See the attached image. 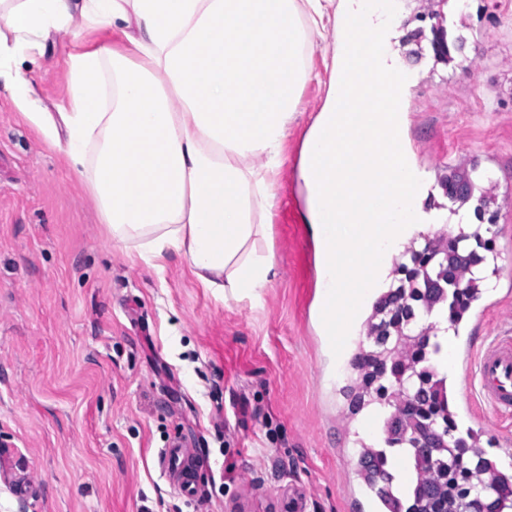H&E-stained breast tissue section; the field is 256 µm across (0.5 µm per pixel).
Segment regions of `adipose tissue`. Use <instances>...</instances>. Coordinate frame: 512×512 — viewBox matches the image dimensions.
I'll use <instances>...</instances> for the list:
<instances>
[{
	"instance_id": "obj_1",
	"label": "adipose tissue",
	"mask_w": 512,
	"mask_h": 512,
	"mask_svg": "<svg viewBox=\"0 0 512 512\" xmlns=\"http://www.w3.org/2000/svg\"><path fill=\"white\" fill-rule=\"evenodd\" d=\"M397 27L394 0H0V82L79 174L114 246L138 243L148 262L176 252L204 287L240 301L275 276L273 252L257 248L259 219L276 203L288 126L314 77L304 59L332 41L325 100L301 151L300 219L314 246V303L346 327L350 307L337 297L387 291L390 258L445 219L425 211L423 176L388 163L411 154ZM365 29L376 35L366 50ZM90 30L102 37L87 45ZM56 33L82 47L66 61L69 108L54 116L12 67L43 55ZM361 94L373 110L353 111ZM340 258L357 270L343 286Z\"/></svg>"
}]
</instances>
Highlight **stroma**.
<instances>
[{
    "instance_id": "obj_1",
    "label": "stroma",
    "mask_w": 512,
    "mask_h": 512,
    "mask_svg": "<svg viewBox=\"0 0 512 512\" xmlns=\"http://www.w3.org/2000/svg\"><path fill=\"white\" fill-rule=\"evenodd\" d=\"M462 51L422 66L446 25L434 0H399V48L414 70L408 140L433 182L455 168L492 177L496 275L482 330L512 336V0H466ZM71 35L23 64L42 111L68 109ZM258 239L277 275L259 301L218 300L169 253L161 267L113 247L75 172L0 87V512H371L358 470L364 413L352 368L334 375L313 323L316 269L297 215L300 149L329 71L321 51ZM460 429L512 474V416L477 378H449ZM181 451L164 474L161 449Z\"/></svg>"
}]
</instances>
